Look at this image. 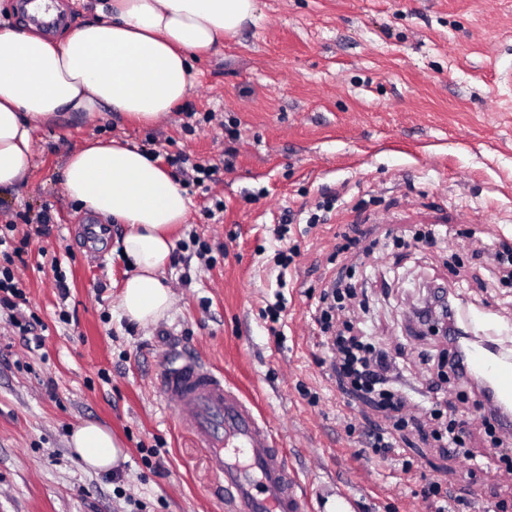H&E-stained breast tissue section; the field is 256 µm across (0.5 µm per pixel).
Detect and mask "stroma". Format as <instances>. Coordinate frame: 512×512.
<instances>
[{
    "label": "stroma",
    "mask_w": 512,
    "mask_h": 512,
    "mask_svg": "<svg viewBox=\"0 0 512 512\" xmlns=\"http://www.w3.org/2000/svg\"><path fill=\"white\" fill-rule=\"evenodd\" d=\"M191 112L215 119L190 133ZM150 135L217 165L224 211L207 218L208 197L190 193L173 233L181 260L167 268L172 307L144 327L116 306L131 272L124 225L90 245L95 220L65 195L62 170L88 140L140 146ZM33 139L30 171L0 191V223L51 217V237L32 239L18 270L44 344L28 351L0 319V512H224L206 450L157 395L170 352L201 357L253 398L303 495L329 510L342 488L349 512H413L432 480L462 492L455 512L512 506L486 434L467 438L468 460L411 426L395 431L388 460L364 453L345 416L364 429L386 421L331 375L311 328L321 292L352 265L369 295L361 328L398 350L393 386L403 395L429 403L426 361L446 346L410 322L434 282L485 311V335L512 351V287L494 284L488 260L512 244V0H257L253 22L194 60L193 89L167 118L139 126L106 112L40 126ZM230 143L238 153L224 171ZM327 194L334 209L309 227ZM353 225L356 242L337 253ZM421 226L454 235L411 241ZM194 238L211 243V265ZM289 247L293 264L278 266ZM280 299L283 317L269 326L263 311ZM84 421L123 443L117 469L80 464L68 441Z\"/></svg>",
    "instance_id": "stroma-1"
}]
</instances>
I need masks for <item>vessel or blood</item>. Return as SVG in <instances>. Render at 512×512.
<instances>
[{"mask_svg":"<svg viewBox=\"0 0 512 512\" xmlns=\"http://www.w3.org/2000/svg\"><path fill=\"white\" fill-rule=\"evenodd\" d=\"M459 368L467 378L491 386L512 424V359L499 360L479 347L462 351ZM162 402L206 448L219 475L216 493L225 512H311L299 491L283 449L273 442L271 424L224 374L191 354L168 355L157 377Z\"/></svg>","mask_w":512,"mask_h":512,"instance_id":"b4317fda","label":"vessel or blood"}]
</instances>
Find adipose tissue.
I'll list each match as a JSON object with an SVG mask.
<instances>
[{
    "instance_id": "ef3b65f1",
    "label": "adipose tissue",
    "mask_w": 512,
    "mask_h": 512,
    "mask_svg": "<svg viewBox=\"0 0 512 512\" xmlns=\"http://www.w3.org/2000/svg\"><path fill=\"white\" fill-rule=\"evenodd\" d=\"M112 18L53 40L0 26V188L20 181L34 157L32 131L62 115L91 120L106 111L142 124L166 117L193 87V57L235 37L255 18V0H111ZM63 188L82 210L126 225L133 268L117 307L140 325L172 305L165 270L170 233L185 223L183 185L138 147L113 139L77 148ZM70 446L92 469L110 471L125 453L111 430L86 422Z\"/></svg>"
}]
</instances>
